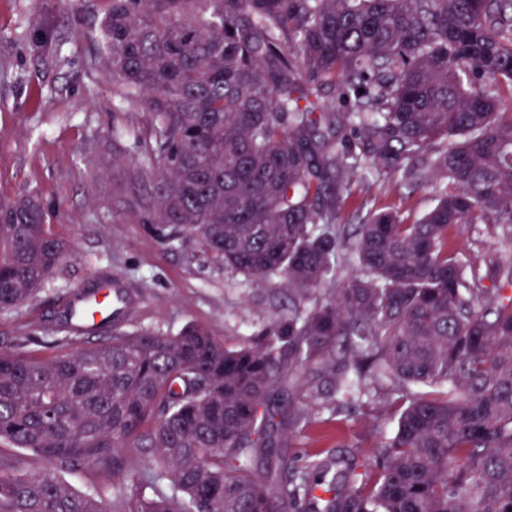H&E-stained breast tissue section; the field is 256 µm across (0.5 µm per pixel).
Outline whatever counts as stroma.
Wrapping results in <instances>:
<instances>
[{"mask_svg": "<svg viewBox=\"0 0 512 512\" xmlns=\"http://www.w3.org/2000/svg\"><path fill=\"white\" fill-rule=\"evenodd\" d=\"M109 7L110 0H0V201L37 194L51 232L67 245L42 288L0 312V349L52 355L51 331L64 325L67 302L103 285L125 298L124 330L173 335L193 323L230 347L255 343L315 300L288 290L283 276L258 284L194 243L161 242L148 218L151 115L113 98L99 53ZM430 200V191L399 179L375 180L350 198L342 220L355 227L365 201L416 220ZM389 400L379 386L360 398L338 395L331 377L310 367L294 394L305 415L282 457L293 467L317 457L369 468L395 426ZM69 480L84 492L105 490L109 512H118L126 484L111 470L91 466Z\"/></svg>", "mask_w": 512, "mask_h": 512, "instance_id": "stroma-1", "label": "stroma"}]
</instances>
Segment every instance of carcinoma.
<instances>
[{"mask_svg": "<svg viewBox=\"0 0 512 512\" xmlns=\"http://www.w3.org/2000/svg\"><path fill=\"white\" fill-rule=\"evenodd\" d=\"M100 33L114 98L151 114L164 243L303 297L345 255L357 273L251 345L189 324L1 351L0 442L33 463L0 462V512H108L64 477L94 464L126 475L122 512H512V259L450 243L490 224L512 245V0H111ZM371 168L433 204L413 223L368 209L352 238L340 213ZM64 254L36 196L0 202V311ZM314 364L338 394L395 396L374 468L288 473L304 411L281 383ZM131 449L168 490L139 492Z\"/></svg>", "mask_w": 512, "mask_h": 512, "instance_id": "1", "label": "carcinoma"}]
</instances>
